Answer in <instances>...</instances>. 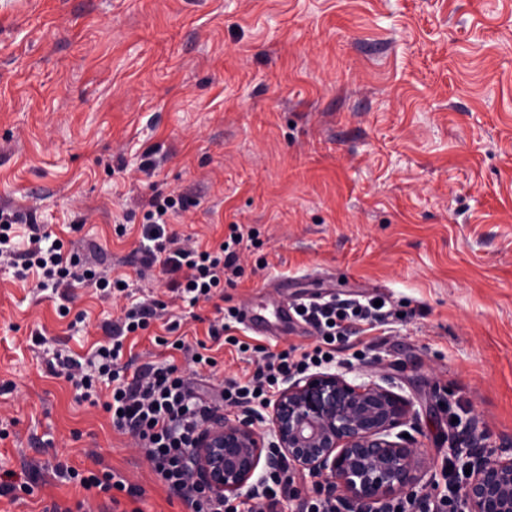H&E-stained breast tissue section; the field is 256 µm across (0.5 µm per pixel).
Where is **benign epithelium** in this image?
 <instances>
[{
    "mask_svg": "<svg viewBox=\"0 0 512 512\" xmlns=\"http://www.w3.org/2000/svg\"><path fill=\"white\" fill-rule=\"evenodd\" d=\"M269 411L244 418L218 415L189 453L195 484L238 498L256 472L290 461L324 482L345 512H385L422 480L426 459L394 430L413 417L411 403L377 383L355 384L341 373L290 376ZM269 422L268 432L257 422ZM462 501L448 512H512V457L466 453Z\"/></svg>",
    "mask_w": 512,
    "mask_h": 512,
    "instance_id": "benign-epithelium-1",
    "label": "benign epithelium"
}]
</instances>
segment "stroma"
I'll return each mask as SVG.
<instances>
[{
	"instance_id": "obj_1",
	"label": "stroma",
	"mask_w": 512,
	"mask_h": 512,
	"mask_svg": "<svg viewBox=\"0 0 512 512\" xmlns=\"http://www.w3.org/2000/svg\"><path fill=\"white\" fill-rule=\"evenodd\" d=\"M157 193L189 198L170 229L202 247L234 224L250 233L233 284L193 308L159 269L137 274ZM0 206L129 283L70 289L63 316L59 291L0 260V474L19 485L0 512H190L48 367L60 349L87 357L147 297L217 364L163 344L159 320L125 357L215 385L254 372L237 342H321L233 320L219 343L218 310L383 298L390 325L354 331L327 369L413 403L415 498L445 494L452 449L512 456V0H0ZM59 462L111 468L142 494L55 478Z\"/></svg>"
}]
</instances>
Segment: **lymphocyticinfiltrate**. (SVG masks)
<instances>
[{"instance_id": "obj_1", "label": "lymphocytic infiltrate", "mask_w": 512, "mask_h": 512, "mask_svg": "<svg viewBox=\"0 0 512 512\" xmlns=\"http://www.w3.org/2000/svg\"><path fill=\"white\" fill-rule=\"evenodd\" d=\"M188 204V198L182 195L158 193L150 198L144 214L142 236L147 246L142 265L147 270L159 268L161 274L170 276V292L194 306L211 299L225 279L238 275L235 247L242 242L243 234L238 225H231L230 239L221 243L218 251L198 250L166 229L170 216ZM22 222L31 229V247L24 255L23 270L39 271L57 288L87 286L106 296L118 290L119 279L96 270L77 253H64L61 243L44 245L45 235L33 215L0 207V237L7 235L12 225ZM164 307V302L158 300L136 304L118 321L104 324L106 339L91 358L81 361L58 353L54 365L79 390L80 400L103 405L117 430L132 435L158 480L191 512H265L266 504L276 503L278 495L287 493L294 482L288 468L271 472L250 493L251 503L244 509L231 500L208 495L191 482L188 452L221 405L267 402L270 390L284 382L291 371L302 372L334 362L338 344L348 340L354 325L365 324L373 329L388 324L394 316L392 309L370 301L332 299L298 305L297 315L321 337V345L297 356L288 352L264 353L247 382L230 380L215 389L206 380L184 378L171 363L150 364L133 372L122 364L124 339L147 329ZM100 383L112 388L108 401L99 399L96 386Z\"/></svg>"}]
</instances>
